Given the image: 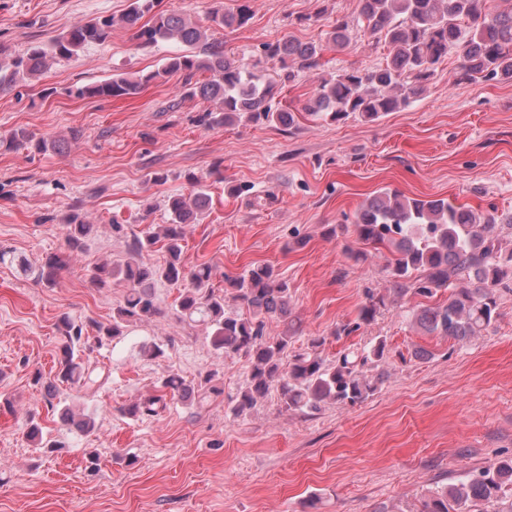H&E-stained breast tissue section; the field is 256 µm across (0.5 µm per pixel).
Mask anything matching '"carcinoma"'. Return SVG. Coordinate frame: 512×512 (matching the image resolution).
Here are the masks:
<instances>
[{
	"label": "carcinoma",
	"mask_w": 512,
	"mask_h": 512,
	"mask_svg": "<svg viewBox=\"0 0 512 512\" xmlns=\"http://www.w3.org/2000/svg\"><path fill=\"white\" fill-rule=\"evenodd\" d=\"M490 0H358L351 16H338L329 24L327 43L342 52L359 33L389 48L386 63L371 70L344 69L317 82L299 108H285L278 100L281 91L305 72L319 66L322 45L303 42L290 35L264 43L261 54L279 64L277 80H264L232 58L224 42L208 37L202 27L175 13L155 11L157 0H132L128 12L77 21L50 44H35L9 60L0 58V89L40 76L50 64L70 59L86 46L102 44L117 26L136 29L135 37L146 48L160 42H177L189 51L165 58L163 67L143 73L117 74L76 90L79 97L103 99L134 96L162 75L181 74L183 95L211 101L215 109L198 115L205 128L230 127L241 122L291 129L304 113L324 121L349 118L374 122L415 102L426 91L427 82L448 56L460 51L459 79L512 81V6L492 10ZM251 20L248 5L234 11L216 10L210 21L218 27L237 30ZM201 74L199 81L195 76ZM32 142L25 129L15 130L0 147L16 149ZM189 194L176 193L166 201L170 223L157 232H147L129 246L119 263L103 262L93 267L92 281L99 286L123 283L127 291L112 315V323L97 326L98 342L120 338L137 322L159 313L155 283L165 281L179 289L175 311L180 320L205 325L214 350L224 358H244L250 377L232 407L236 417L247 415L257 401L275 390L285 411L314 414L327 401L356 405L378 389L382 375L368 376L363 367L388 363L387 339L377 337L368 345L338 352L326 361L319 349L327 338L312 337L307 347L290 353L299 325L292 315V297L287 281L267 264H253L239 277L224 275L231 298L246 312L226 309V294L216 292L214 268L208 263L187 266L184 262L185 225L206 217L212 198L199 179L191 180ZM69 253L53 254L39 264L10 250H0V264L14 265L26 277L50 284L70 259L82 253L84 240L95 225L73 213L64 219ZM357 239L372 249L389 250V288L371 292L357 317L336 326L330 335L348 337L370 324L389 299L409 294L432 298L442 290L448 298L411 312V322L423 333L456 341H471L497 322V289L512 288V248L502 247V225L493 216L483 219L448 200L409 198L397 190L384 189L364 202L354 214ZM164 242L167 254L162 265L144 261L143 252ZM283 326L279 334L268 332L271 321ZM63 340L57 379L81 388L88 396L103 384L99 371L85 364L77 345L83 326L69 317L59 320ZM209 375L197 384L177 375L162 378L173 400L194 399L204 407L212 394L221 392ZM43 401L54 407L57 386L36 374ZM163 396L140 399L127 408L130 417L155 416L165 409ZM61 420L84 435L96 430L93 415L74 420L65 408ZM27 437L34 449L52 453L63 447L59 440L44 436L42 427L29 417ZM417 512H512V457L466 474L446 486L429 491Z\"/></svg>",
	"instance_id": "1"
}]
</instances>
